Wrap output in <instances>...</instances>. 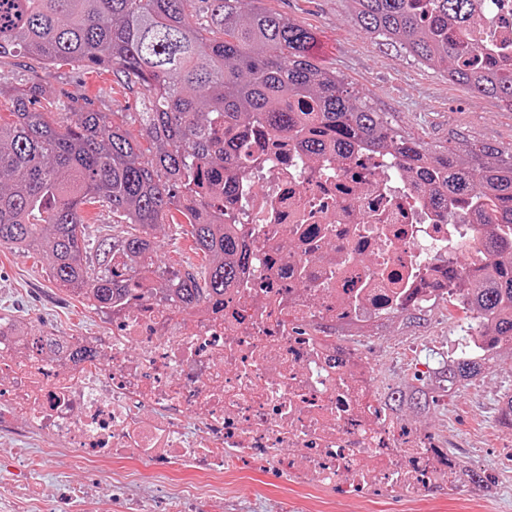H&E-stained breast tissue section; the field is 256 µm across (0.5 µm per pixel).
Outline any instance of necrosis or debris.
<instances>
[{
    "mask_svg": "<svg viewBox=\"0 0 512 512\" xmlns=\"http://www.w3.org/2000/svg\"><path fill=\"white\" fill-rule=\"evenodd\" d=\"M463 37L512 61V0H478ZM302 139L249 128L224 203L249 261L223 302L188 309L147 281L113 300L108 333L0 324V452L21 465L0 469V512H239L223 478L245 466L348 496H497L501 481L472 484L451 441L392 407L413 384L371 357L410 355L409 313L470 315L448 269L498 262L487 225L431 201L396 156L359 143L311 160Z\"/></svg>",
    "mask_w": 512,
    "mask_h": 512,
    "instance_id": "1",
    "label": "necrosis or debris"
}]
</instances>
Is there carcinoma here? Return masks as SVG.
Here are the masks:
<instances>
[{
  "label": "carcinoma",
  "instance_id": "cac0c4a2",
  "mask_svg": "<svg viewBox=\"0 0 512 512\" xmlns=\"http://www.w3.org/2000/svg\"><path fill=\"white\" fill-rule=\"evenodd\" d=\"M260 0H0V58L27 55L48 65L110 70L140 86V143L101 112L71 107L54 124L35 105L43 87L15 95L0 120V247L47 248L50 273L99 308L150 275L188 308L224 298L249 258L214 212L233 189L249 124L304 131L316 156L325 142L344 154L357 141L422 165L424 187L488 224L512 230V148L477 145L456 132V147L430 149L393 129L383 113L356 103L344 79L316 65L315 34L258 6ZM355 25L387 45L446 72L448 82L498 99L512 110V67L457 36L475 0H348ZM112 210V234L94 235L83 206ZM192 215L191 250L206 265L161 266L156 227L172 210ZM473 328L490 320L487 346L512 347V260L473 268ZM489 360L461 355L440 367L456 394L490 372ZM435 400L418 390V414ZM498 423L512 430V391Z\"/></svg>",
  "mask_w": 512,
  "mask_h": 512
}]
</instances>
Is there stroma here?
Returning <instances> with one entry per match:
<instances>
[{
    "mask_svg": "<svg viewBox=\"0 0 512 512\" xmlns=\"http://www.w3.org/2000/svg\"><path fill=\"white\" fill-rule=\"evenodd\" d=\"M261 6L311 29L318 65L341 75L360 102L386 113L402 133L432 147L449 144L459 130L479 143L512 146L511 110L497 99L449 83L442 70L423 64L407 47L388 46L361 32L351 20L348 0H262ZM35 82L44 89L41 109L49 120L69 122L68 110L77 101L139 137V89L105 70L48 66L29 56L0 59V114L11 112L13 93ZM185 221L183 214L174 213L172 223L156 232L165 266L203 263L190 249ZM0 316L66 335L106 329L100 311L52 279L45 254L25 255L7 247L0 248ZM510 388L512 370L506 368L441 401L427 418L431 428L455 436L457 457L465 467L484 470L491 479L512 469V430L496 420L499 396ZM224 496L246 512L265 502L277 512H512V490L487 503L459 494H427L401 509L387 497L354 499L305 489L263 467L226 473Z\"/></svg>",
    "mask_w": 512,
    "mask_h": 512,
    "instance_id": "1",
    "label": "stroma"
}]
</instances>
